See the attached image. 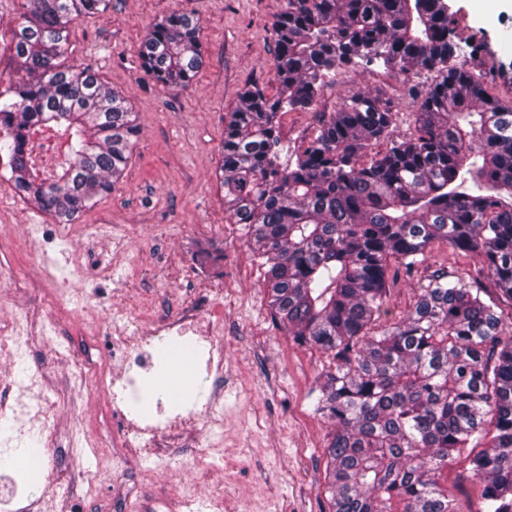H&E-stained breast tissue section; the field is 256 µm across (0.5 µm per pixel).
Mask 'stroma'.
I'll list each match as a JSON object with an SVG mask.
<instances>
[{
  "label": "stroma",
  "instance_id": "stroma-1",
  "mask_svg": "<svg viewBox=\"0 0 512 512\" xmlns=\"http://www.w3.org/2000/svg\"><path fill=\"white\" fill-rule=\"evenodd\" d=\"M458 20L457 59L472 62L478 44L497 48L512 39V0L486 10L476 0H446ZM282 0H112L100 18L70 27L64 64H92L126 97L140 134L124 177L111 194L60 227L52 242L30 234L43 213L17 195L9 158L0 155V318L24 329L55 324L50 339L34 337L26 355L48 389L63 399L53 423L62 442L52 455L58 471L76 481L56 512H131L130 501L157 496L205 498L214 485L236 502V512H329L322 490L324 449L331 423L314 411L320 352L295 343L274 320L259 266L236 225L227 221L216 171L224 119L244 88L276 93L272 24ZM21 0H0V91L17 77L12 49ZM201 20L204 62L188 87L165 90L143 72L139 52L150 27L173 11ZM437 80L423 70L403 78L381 64L341 69L316 106L282 115L281 160L296 159L321 115L334 112L352 90L380 91L397 112L395 137L410 136L414 115L408 90ZM71 288L54 302L57 284ZM415 280L397 260L388 262V294L379 326L397 322L415 302ZM148 321L186 314L207 318L224 350L223 456L202 465L197 453L207 433L190 422L158 443L148 457L121 445L125 427L119 396L74 387L62 356L91 352L98 367L112 364V343L124 313ZM197 367L159 360L148 383L176 374L188 388L164 391L170 403L203 404L207 386L194 383ZM22 441L0 431V493L13 512H31L37 481L18 462ZM439 485L461 512H481L482 485L467 463L449 464Z\"/></svg>",
  "mask_w": 512,
  "mask_h": 512
}]
</instances>
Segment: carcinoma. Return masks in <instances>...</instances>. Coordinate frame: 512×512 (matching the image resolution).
<instances>
[{
	"instance_id": "cac0c4a2",
	"label": "carcinoma",
	"mask_w": 512,
	"mask_h": 512,
	"mask_svg": "<svg viewBox=\"0 0 512 512\" xmlns=\"http://www.w3.org/2000/svg\"><path fill=\"white\" fill-rule=\"evenodd\" d=\"M111 0H22L15 56L26 77L0 101V152L16 193L73 223L123 178L140 128L124 96L89 67L64 66L70 24ZM201 21L174 11L140 51L161 88L187 87L203 64ZM277 95L253 84L224 121L217 180L225 212L265 268L274 316L300 345L336 358L315 412L334 425L324 492L332 512H461L437 481L463 456L484 512H512V104L481 74L448 65L456 18L442 0H284L273 23ZM397 76L438 70L412 97L415 132L391 136L378 92L347 93L295 165L280 162V117L316 105L352 62ZM67 138L50 172L34 156ZM381 140L384 152L374 151ZM473 183L479 193L467 192ZM444 241L474 274L434 271L399 323L371 326L386 302L388 259L407 269Z\"/></svg>"
}]
</instances>
